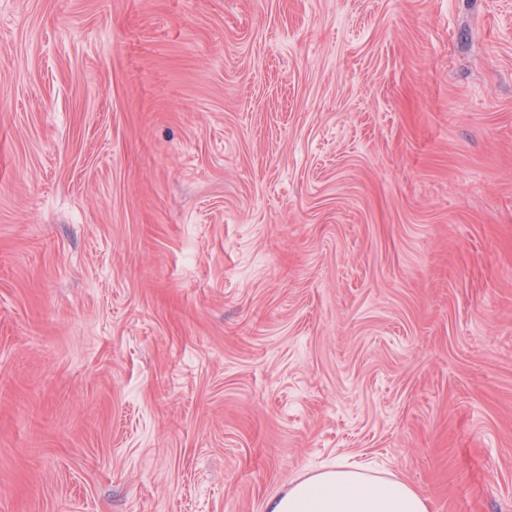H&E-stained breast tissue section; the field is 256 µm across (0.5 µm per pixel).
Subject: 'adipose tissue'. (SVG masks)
Returning a JSON list of instances; mask_svg holds the SVG:
<instances>
[{
  "label": "adipose tissue",
  "instance_id": "ef3b65f1",
  "mask_svg": "<svg viewBox=\"0 0 512 512\" xmlns=\"http://www.w3.org/2000/svg\"><path fill=\"white\" fill-rule=\"evenodd\" d=\"M267 512H428L425 499L401 480L342 462L300 478L272 497Z\"/></svg>",
  "mask_w": 512,
  "mask_h": 512
}]
</instances>
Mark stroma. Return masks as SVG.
Wrapping results in <instances>:
<instances>
[{
  "label": "stroma",
  "mask_w": 512,
  "mask_h": 512,
  "mask_svg": "<svg viewBox=\"0 0 512 512\" xmlns=\"http://www.w3.org/2000/svg\"><path fill=\"white\" fill-rule=\"evenodd\" d=\"M339 460L512 512V0H0V512Z\"/></svg>",
  "instance_id": "35a3bbf8"
}]
</instances>
